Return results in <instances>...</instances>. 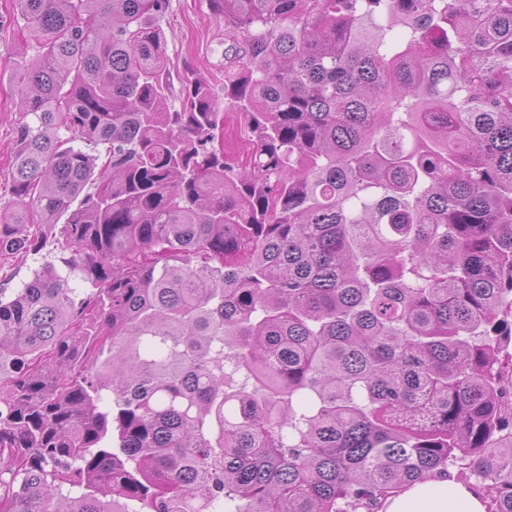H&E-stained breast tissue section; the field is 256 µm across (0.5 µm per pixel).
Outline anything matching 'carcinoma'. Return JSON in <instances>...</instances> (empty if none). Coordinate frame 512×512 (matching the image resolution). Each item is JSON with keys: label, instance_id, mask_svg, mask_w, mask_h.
Returning <instances> with one entry per match:
<instances>
[{"label": "carcinoma", "instance_id": "cac0c4a2", "mask_svg": "<svg viewBox=\"0 0 512 512\" xmlns=\"http://www.w3.org/2000/svg\"><path fill=\"white\" fill-rule=\"evenodd\" d=\"M208 2L171 109L169 0H15L0 512H512V0ZM167 37L168 77L171 95L168 105L179 106L187 78L202 75L219 93L224 91V68L217 65L224 45V16L214 13L208 0H170L162 18ZM224 112V142L228 146L226 156L235 159L245 158L250 149L249 137L247 136V120L243 113L236 111L227 105H223ZM43 249L39 254H28L26 257L13 256L0 253V284L5 283L7 288H18L26 281L32 271L46 261L54 260L56 253V240L54 234L43 230ZM383 512H486V503L468 486L448 478L407 487L389 499Z\"/></svg>", "mask_w": 512, "mask_h": 512}]
</instances>
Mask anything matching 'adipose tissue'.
<instances>
[{
	"mask_svg": "<svg viewBox=\"0 0 512 512\" xmlns=\"http://www.w3.org/2000/svg\"><path fill=\"white\" fill-rule=\"evenodd\" d=\"M383 512H486V505L468 486L442 478L407 487L386 502Z\"/></svg>",
	"mask_w": 512,
	"mask_h": 512,
	"instance_id": "ef3b65f1",
	"label": "adipose tissue"
}]
</instances>
